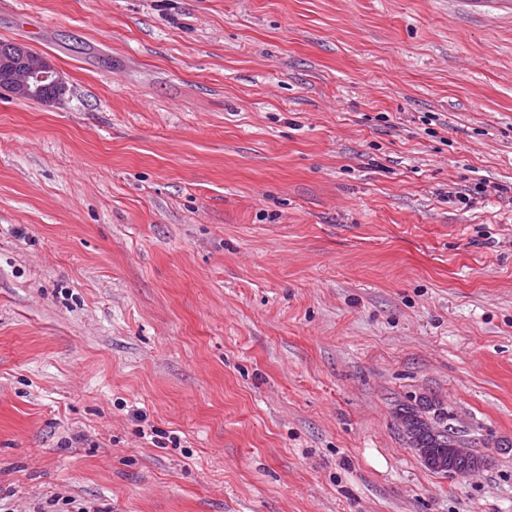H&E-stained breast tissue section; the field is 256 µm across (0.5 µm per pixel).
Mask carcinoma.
Returning a JSON list of instances; mask_svg holds the SVG:
<instances>
[{
  "label": "carcinoma",
  "instance_id": "cac0c4a2",
  "mask_svg": "<svg viewBox=\"0 0 512 512\" xmlns=\"http://www.w3.org/2000/svg\"><path fill=\"white\" fill-rule=\"evenodd\" d=\"M26 53L22 45L0 42V58L8 61L0 67V87L12 83L14 70L21 66ZM400 417L410 444L418 456L428 457L427 469L432 472L449 476L448 458L453 448L472 449L473 462L484 459L478 451L480 439L455 425L453 415L442 405L424 401L403 408Z\"/></svg>",
  "mask_w": 512,
  "mask_h": 512
}]
</instances>
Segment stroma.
I'll return each mask as SVG.
<instances>
[{"label": "stroma", "instance_id": "obj_1", "mask_svg": "<svg viewBox=\"0 0 512 512\" xmlns=\"http://www.w3.org/2000/svg\"><path fill=\"white\" fill-rule=\"evenodd\" d=\"M0 41L68 85L0 90V503L512 512L502 0H0ZM422 396L485 470L423 465Z\"/></svg>", "mask_w": 512, "mask_h": 512}]
</instances>
